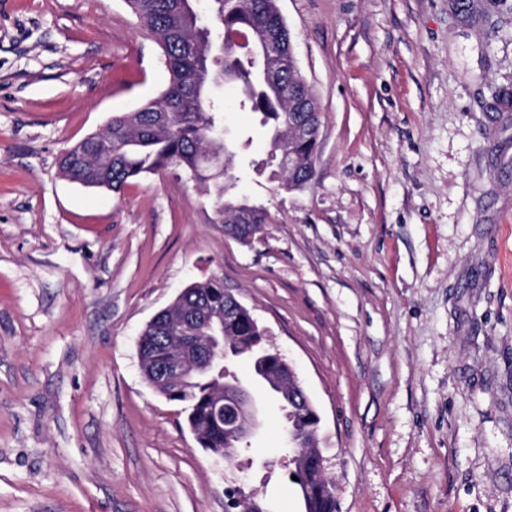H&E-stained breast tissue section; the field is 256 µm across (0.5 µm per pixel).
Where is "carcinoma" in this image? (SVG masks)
I'll list each match as a JSON object with an SVG mask.
<instances>
[{"label": "carcinoma", "instance_id": "1", "mask_svg": "<svg viewBox=\"0 0 512 512\" xmlns=\"http://www.w3.org/2000/svg\"><path fill=\"white\" fill-rule=\"evenodd\" d=\"M133 13L145 22V29L161 51L168 82L154 98L130 112L112 115L106 127L65 152L61 172L68 180L98 190L120 192L126 185L169 167L180 170L203 188L209 197L214 223L241 224L246 231L259 232L269 220L262 206L240 208L236 193L239 176L237 154L225 155L224 138L216 134L221 126L222 103L217 87L226 78H238L243 96L240 106L262 115L269 127V151L275 157L293 152L307 164L306 176L314 177L316 141L292 140L288 133V84L297 75L294 69L281 72L277 80H263V60L236 56L235 45L227 38L223 51L197 36L198 25L184 0H126ZM211 25L219 34L233 31L258 32L271 38L282 53H288V30L279 15L276 0H212ZM204 309L193 323L199 336L208 334L212 323L224 326V336L238 343L240 358L247 360L254 374L277 378L282 365L268 361L265 330L252 314L230 308L228 292L216 276L195 282L184 289L182 301L159 312L154 327L142 344L144 357L152 364L163 362L169 353L166 336L170 324L184 312ZM177 400L188 404V423L198 444L233 462L241 444L224 423L210 411L213 385L191 377L177 387ZM316 411L308 403H296L289 414L290 425L300 434L316 435ZM319 453L301 462L296 484L306 512H336L330 482L318 461Z\"/></svg>", "mask_w": 512, "mask_h": 512}]
</instances>
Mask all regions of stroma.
Returning <instances> with one entry per match:
<instances>
[{
	"label": "stroma",
	"instance_id": "stroma-1",
	"mask_svg": "<svg viewBox=\"0 0 512 512\" xmlns=\"http://www.w3.org/2000/svg\"><path fill=\"white\" fill-rule=\"evenodd\" d=\"M321 111L315 176L276 191L226 85L225 234L168 168L122 192L62 155L157 96L125 0H0V512H305L274 402L227 462L143 379L138 338L215 276L292 363L336 512H512V0H279Z\"/></svg>",
	"mask_w": 512,
	"mask_h": 512
}]
</instances>
